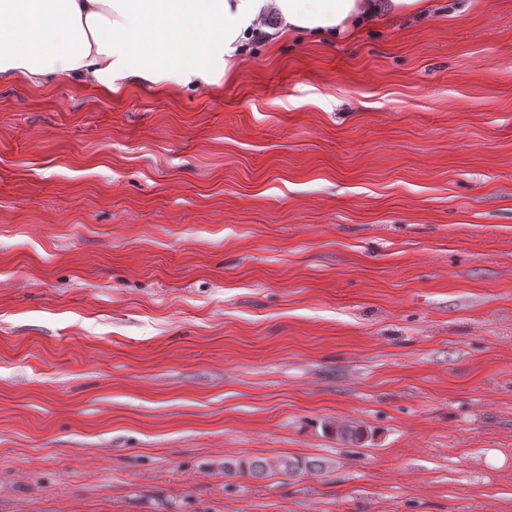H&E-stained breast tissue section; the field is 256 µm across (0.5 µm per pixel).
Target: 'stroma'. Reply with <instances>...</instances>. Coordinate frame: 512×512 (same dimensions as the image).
I'll return each instance as SVG.
<instances>
[{
  "label": "stroma",
  "instance_id": "obj_1",
  "mask_svg": "<svg viewBox=\"0 0 512 512\" xmlns=\"http://www.w3.org/2000/svg\"><path fill=\"white\" fill-rule=\"evenodd\" d=\"M431 3L0 86V512H512V0ZM312 460L283 455L276 458L255 457L249 460H228L224 463V472L228 475L242 474L263 478L272 474L296 476L307 469L319 468L320 463Z\"/></svg>",
  "mask_w": 512,
  "mask_h": 512
}]
</instances>
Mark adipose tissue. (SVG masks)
<instances>
[{
	"label": "adipose tissue",
	"instance_id": "adipose-tissue-1",
	"mask_svg": "<svg viewBox=\"0 0 512 512\" xmlns=\"http://www.w3.org/2000/svg\"><path fill=\"white\" fill-rule=\"evenodd\" d=\"M427 0H0V85L119 92L219 84L255 37L349 39Z\"/></svg>",
	"mask_w": 512,
	"mask_h": 512
}]
</instances>
